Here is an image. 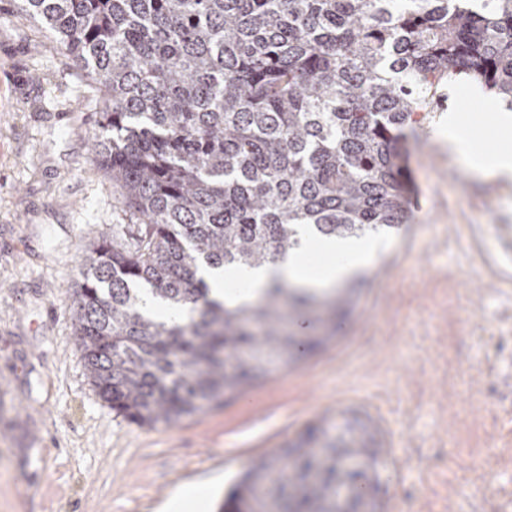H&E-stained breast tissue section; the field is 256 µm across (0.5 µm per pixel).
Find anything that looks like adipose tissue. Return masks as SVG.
<instances>
[{
    "label": "adipose tissue",
    "instance_id": "ef3b65f1",
    "mask_svg": "<svg viewBox=\"0 0 512 512\" xmlns=\"http://www.w3.org/2000/svg\"><path fill=\"white\" fill-rule=\"evenodd\" d=\"M490 128L499 138L500 146L488 153H475L469 131L456 112H449L437 136L475 177L512 179V112L504 109L491 112ZM378 248L375 242L307 238L295 253L276 263L259 269L246 266L210 269L204 277L213 297L237 303L255 299L276 281L321 291L341 284L356 265L364 263Z\"/></svg>",
    "mask_w": 512,
    "mask_h": 512
}]
</instances>
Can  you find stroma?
I'll use <instances>...</instances> for the list:
<instances>
[{
    "label": "stroma",
    "mask_w": 512,
    "mask_h": 512,
    "mask_svg": "<svg viewBox=\"0 0 512 512\" xmlns=\"http://www.w3.org/2000/svg\"><path fill=\"white\" fill-rule=\"evenodd\" d=\"M493 95L443 81L412 151L405 224L363 265L335 338L170 425L93 390L72 289L96 232L125 223L94 160L105 105L34 22L0 0V512H157L179 486L237 512L236 478L321 425L365 415L384 439L385 512L512 502V183L477 179L439 141L459 112L482 149Z\"/></svg>",
    "instance_id": "obj_1"
}]
</instances>
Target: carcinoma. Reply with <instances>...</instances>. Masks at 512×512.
I'll use <instances>...</instances> for the list:
<instances>
[{
	"instance_id": "1",
	"label": "carcinoma",
	"mask_w": 512,
	"mask_h": 512,
	"mask_svg": "<svg viewBox=\"0 0 512 512\" xmlns=\"http://www.w3.org/2000/svg\"><path fill=\"white\" fill-rule=\"evenodd\" d=\"M105 104L95 160L120 189L126 232L102 229L73 289V337L116 413L170 425L289 363L305 313L336 327L354 283L274 285L234 306L201 266L262 267L309 230L366 239L404 217L406 162L427 93L449 77L512 107V0H21ZM152 298L188 309L180 321ZM238 484L243 512H360L341 484L376 478L375 438L319 428ZM360 452L364 466L342 468Z\"/></svg>"
}]
</instances>
